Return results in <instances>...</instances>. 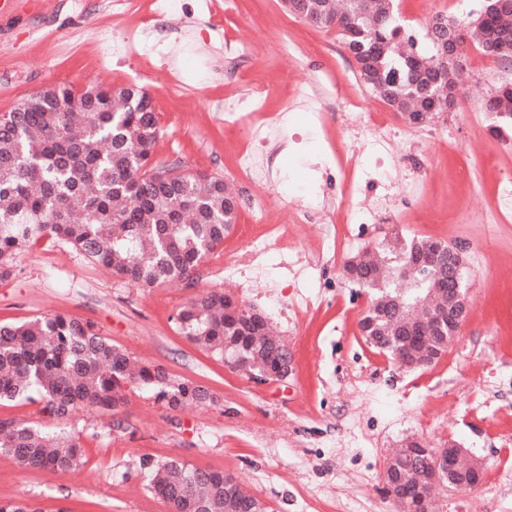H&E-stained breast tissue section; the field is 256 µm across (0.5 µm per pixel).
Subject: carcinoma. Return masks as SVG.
Masks as SVG:
<instances>
[{
	"instance_id": "1",
	"label": "carcinoma",
	"mask_w": 512,
	"mask_h": 512,
	"mask_svg": "<svg viewBox=\"0 0 512 512\" xmlns=\"http://www.w3.org/2000/svg\"><path fill=\"white\" fill-rule=\"evenodd\" d=\"M475 47L495 58L512 30L511 14L488 11ZM306 22L334 29L363 81L410 122L424 124L446 111L448 80L458 76L437 54L430 33H407L386 0H306ZM80 95L57 85L29 97L30 106L0 115V279L10 277L20 252L48 237L73 246L86 260L140 288L178 284L194 288L203 259L224 243L234 225L236 197L220 176L152 162L161 129L140 87L93 85ZM424 239H399L360 257L369 279H350L374 293L360 322L366 343L390 356L405 355L408 327L448 307L454 289L465 292L464 274L447 265L430 278L405 267ZM181 335L245 376L282 378L291 356L268 335L259 312L223 291L199 293L174 315ZM448 326L428 330L415 352L437 361L448 352ZM150 387L173 410L206 406L203 387L178 380L160 365L138 364L101 336L89 321L63 315L0 326V402L38 399L41 411L66 418L81 409L115 411L127 390ZM0 451L22 466L67 474L83 466L79 444L13 420H0ZM440 451L412 445L397 452L389 472L397 488L414 491L428 482ZM438 484L474 486L466 462L440 474ZM150 490L171 512H262L221 472L167 460L150 468ZM0 512H41L22 499H0Z\"/></svg>"
}]
</instances>
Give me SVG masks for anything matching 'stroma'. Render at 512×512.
<instances>
[{
  "label": "stroma",
  "instance_id": "1",
  "mask_svg": "<svg viewBox=\"0 0 512 512\" xmlns=\"http://www.w3.org/2000/svg\"><path fill=\"white\" fill-rule=\"evenodd\" d=\"M20 0L0 17V114L59 84L143 87L161 128L158 163L216 174L241 202L233 231L198 269L195 288L142 289L43 239L0 280V323L48 314L91 321L142 362L207 387L209 406L171 410L153 390L128 393L114 414L81 410L67 418L40 403L0 404V419L65 433L83 467L65 475L31 470L0 452V498L40 512H169L146 487L148 465L178 460L231 475L266 512H399L384 490L385 464L415 441L453 443L482 459L480 484L440 488V512H512V214L496 210L501 173H512V142L498 141L482 100L494 82L468 60L459 98L467 111L426 125L404 124L382 155L352 157L337 127L339 98L360 112L386 104L360 78L336 30L311 26L281 0ZM417 35L436 13H478L481 0H397ZM160 42L141 50L142 31ZM248 44L243 61L230 47ZM262 85L259 114L281 116L264 158L268 180L250 185L239 167L252 151L224 100ZM320 97L323 120L304 119ZM262 194L267 223L246 203ZM346 198L372 217L364 224H292L291 211ZM432 238L465 248L471 313L431 366L408 369L368 346L359 321L371 300L344 272L353 256L383 239ZM268 252L225 275L251 237ZM221 289L260 312L292 355L287 379L253 384L176 330L173 316L195 292Z\"/></svg>",
  "mask_w": 512,
  "mask_h": 512
}]
</instances>
